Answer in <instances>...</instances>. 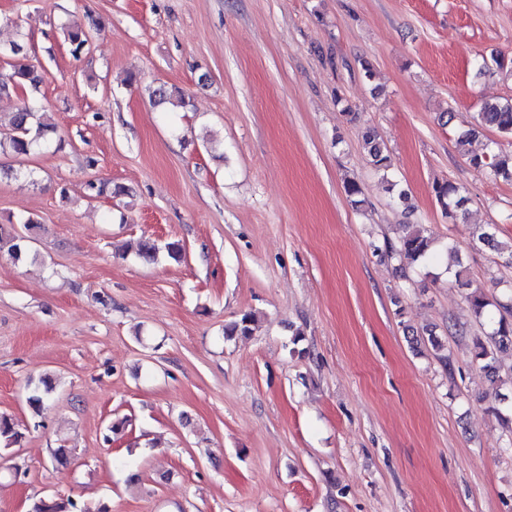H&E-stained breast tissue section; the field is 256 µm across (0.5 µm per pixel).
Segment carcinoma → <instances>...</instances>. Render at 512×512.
Masks as SVG:
<instances>
[{"instance_id": "obj_1", "label": "carcinoma", "mask_w": 512, "mask_h": 512, "mask_svg": "<svg viewBox=\"0 0 512 512\" xmlns=\"http://www.w3.org/2000/svg\"><path fill=\"white\" fill-rule=\"evenodd\" d=\"M60 29L73 58L78 59L89 51L90 31L66 24L61 25ZM2 55L9 59L7 62L9 70L0 71V93L26 86L36 89L43 83L44 74L27 62V56L21 44L13 42L9 48L0 49V56ZM2 127L6 128V132H0V148L16 155L30 154L41 145L47 132L53 129L52 124L38 113V106L34 103H27L18 111L11 113L8 122L0 121V128ZM486 127L494 128L499 133L512 137V101L482 103L477 112V123L458 132L456 138L458 150L474 170L495 177L512 178V152L503 150L496 142L487 144L481 152L468 149V145L480 130ZM362 141L373 169L385 175L388 174L392 161L390 155L381 146L377 132L372 128L366 129L363 132ZM432 193L436 204L448 217L454 218L457 213L466 212L469 199L461 194L459 187L454 183L447 180L437 181L433 184ZM19 223L23 224L28 235L19 234L12 226L0 225V254L5 253L17 262L28 257L32 233L39 228V222L32 217L21 219ZM478 240L489 246L505 265H512V240L504 242L497 239L490 227L479 230ZM432 248L433 239L425 233L424 229L408 224L397 241L392 242L386 239L383 246H377L375 250H380L390 257L403 256L415 263L427 258ZM163 252L174 261L182 258V247L177 242H168L161 246L154 239L144 237L138 240L135 248L136 256L147 263L156 262ZM465 301L477 318L483 317L487 307L490 306L486 296L477 290L467 293ZM495 308L498 315L491 320L490 331L486 333L485 338H478L474 342L473 359L494 380L498 381L500 380L498 353L512 349V293L496 301ZM254 324L255 315L245 312L224 327V335L227 337L250 336L253 333ZM423 339L427 340L440 359L448 360V356L444 355L445 343L435 331L428 330L424 335L416 333L412 337V342L417 344ZM54 390L55 384L50 377H44L36 383L29 384L27 401L34 413H40L48 404ZM21 439L22 432L14 420L0 415V449H8L19 443ZM31 512H86V508H78L77 503L70 498L40 499L33 503Z\"/></svg>"}]
</instances>
